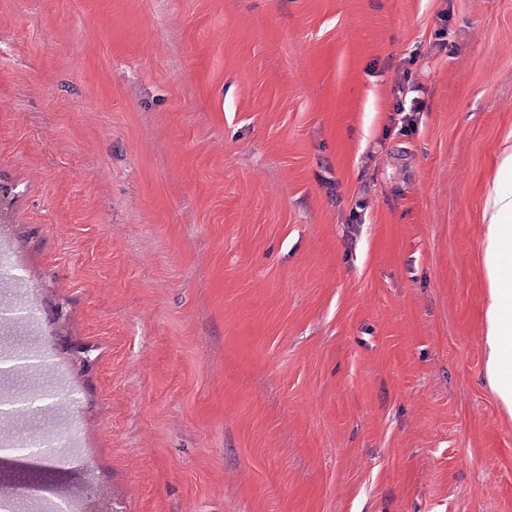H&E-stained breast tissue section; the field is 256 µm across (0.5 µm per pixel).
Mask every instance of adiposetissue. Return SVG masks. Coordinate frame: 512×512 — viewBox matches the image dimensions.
Wrapping results in <instances>:
<instances>
[{"label": "adipose tissue", "mask_w": 512, "mask_h": 512, "mask_svg": "<svg viewBox=\"0 0 512 512\" xmlns=\"http://www.w3.org/2000/svg\"><path fill=\"white\" fill-rule=\"evenodd\" d=\"M485 217L486 368L501 403L512 411V151L498 158Z\"/></svg>", "instance_id": "ef3b65f1"}]
</instances>
